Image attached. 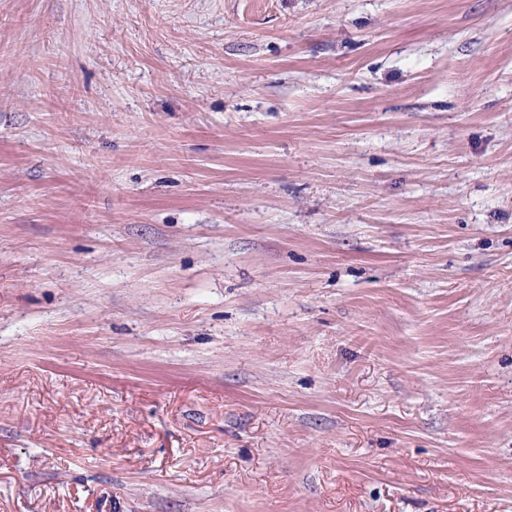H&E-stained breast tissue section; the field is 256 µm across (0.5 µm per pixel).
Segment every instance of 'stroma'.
I'll use <instances>...</instances> for the list:
<instances>
[{
	"label": "stroma",
	"instance_id": "obj_1",
	"mask_svg": "<svg viewBox=\"0 0 512 512\" xmlns=\"http://www.w3.org/2000/svg\"><path fill=\"white\" fill-rule=\"evenodd\" d=\"M0 512H512V0H0Z\"/></svg>",
	"mask_w": 512,
	"mask_h": 512
}]
</instances>
